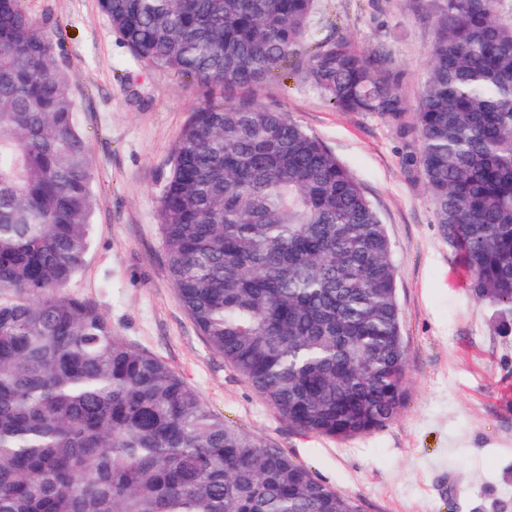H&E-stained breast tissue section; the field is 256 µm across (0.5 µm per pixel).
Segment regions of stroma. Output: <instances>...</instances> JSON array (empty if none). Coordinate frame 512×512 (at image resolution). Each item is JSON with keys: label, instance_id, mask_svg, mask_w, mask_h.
Wrapping results in <instances>:
<instances>
[{"label": "stroma", "instance_id": "obj_1", "mask_svg": "<svg viewBox=\"0 0 512 512\" xmlns=\"http://www.w3.org/2000/svg\"><path fill=\"white\" fill-rule=\"evenodd\" d=\"M442 0H314L306 42L351 39L384 53L416 108ZM59 35L77 118L93 161L96 208L85 269L67 294L86 299L132 346L164 361L225 423L263 437L364 512H512V329L469 286L440 235L403 141L374 115L342 112L296 75L256 91L358 180L384 224L396 267L406 402L386 427L340 442L278 416L207 346L170 281L160 195L177 138L200 106L190 80L135 58L98 0H24Z\"/></svg>", "mask_w": 512, "mask_h": 512}]
</instances>
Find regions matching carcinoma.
Returning <instances> with one entry per match:
<instances>
[{
	"mask_svg": "<svg viewBox=\"0 0 512 512\" xmlns=\"http://www.w3.org/2000/svg\"><path fill=\"white\" fill-rule=\"evenodd\" d=\"M0 0V512H362L214 415L161 360L65 293L96 198L58 43ZM443 0L415 111L342 36L304 77L404 141L477 298L512 321V20ZM313 0H99L132 54L207 92L160 201L172 285L208 346L295 428L337 440L405 400L391 245L353 175L284 112L228 92L280 74Z\"/></svg>",
	"mask_w": 512,
	"mask_h": 512,
	"instance_id": "1",
	"label": "carcinoma"
}]
</instances>
